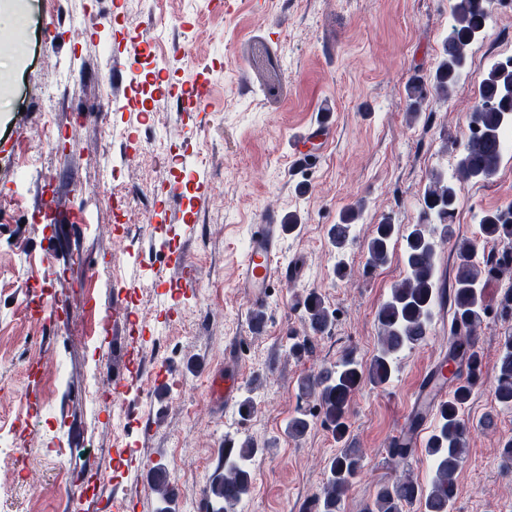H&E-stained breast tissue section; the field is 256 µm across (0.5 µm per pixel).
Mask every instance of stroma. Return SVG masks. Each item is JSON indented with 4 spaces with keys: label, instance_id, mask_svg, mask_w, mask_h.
<instances>
[{
    "label": "stroma",
    "instance_id": "1",
    "mask_svg": "<svg viewBox=\"0 0 512 512\" xmlns=\"http://www.w3.org/2000/svg\"><path fill=\"white\" fill-rule=\"evenodd\" d=\"M451 0H236L231 13L207 0H173L167 14L149 0H20L0 12V435L27 422L23 466L0 493V512H28L37 480L54 512H159L141 482V459L165 465L181 495L171 512H197L216 475L224 444L253 440L258 453L244 504L248 512H315L313 499L341 447L320 419L301 438L287 425L301 378L353 351L370 365L379 348L376 313L408 275L403 237L416 224L433 172L455 173L472 109L489 66L512 56V0H491V18L467 49L466 72L449 99L434 94ZM156 42L157 57L128 52L131 33ZM110 56L101 53L102 42ZM120 78L104 106L101 89ZM207 80L209 99L183 101L182 89ZM427 94L415 102L412 82ZM330 116L327 149L296 163L292 139ZM180 165L156 167L147 154L162 132ZM114 165L103 180L101 163ZM61 201L48 224L31 216L42 200ZM512 205V153L496 173L465 183L452 225L455 238L482 243L479 221ZM356 209L360 232L336 251L329 229ZM269 213L294 217L283 249L294 276L273 288L255 327L238 283L248 225ZM397 229L384 264L367 263L378 224ZM188 257L196 288H177L174 262ZM346 265L337 276V262ZM93 290L97 309L121 297L115 328H145L136 375L143 413L115 418L89 391L93 369L111 363L112 346L84 345V308L76 291ZM318 292L336 318L314 337L313 352L285 351L289 333L310 334L302 300ZM60 310H53L55 298ZM451 318L436 316L425 340L400 352L388 384L362 383L348 411L349 436L364 467L341 504L361 512L379 486L409 477L429 484L425 449L391 457L392 440L420 375L440 359ZM512 320L488 312L478 330L482 375L466 408V459L455 475L451 512H512V470L500 442L512 437V413L493 396L500 339ZM311 335V334H310ZM30 344H23V337ZM237 341V402L211 403V375L224 367V344ZM185 385L155 401L166 364ZM57 365L63 381L45 387L38 365ZM256 411L241 417L238 403ZM491 428H484L485 418ZM67 468L92 476L56 495Z\"/></svg>",
    "mask_w": 512,
    "mask_h": 512
}]
</instances>
